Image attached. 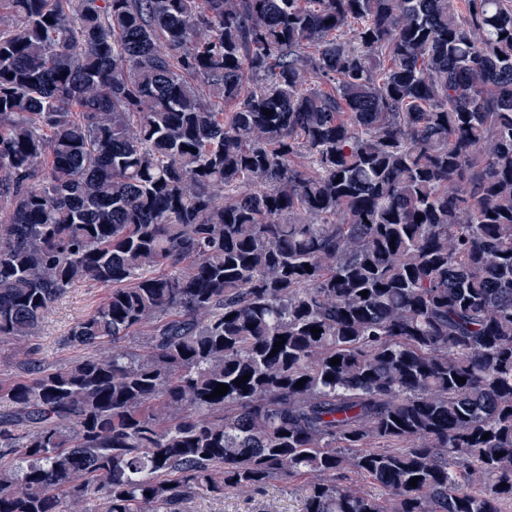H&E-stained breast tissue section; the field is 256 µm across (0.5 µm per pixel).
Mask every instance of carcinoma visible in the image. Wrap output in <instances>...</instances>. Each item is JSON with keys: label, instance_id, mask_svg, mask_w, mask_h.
<instances>
[{"label": "carcinoma", "instance_id": "obj_1", "mask_svg": "<svg viewBox=\"0 0 512 512\" xmlns=\"http://www.w3.org/2000/svg\"><path fill=\"white\" fill-rule=\"evenodd\" d=\"M80 282L0 512H506L512 0H0V344ZM302 495L295 485L271 483L249 497L226 494L224 498H199L190 512H302Z\"/></svg>", "mask_w": 512, "mask_h": 512}]
</instances>
